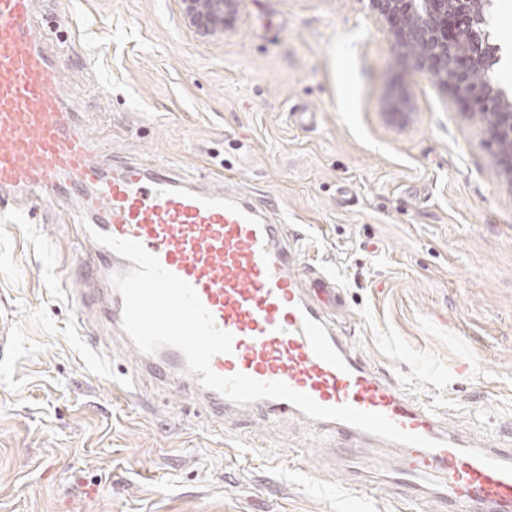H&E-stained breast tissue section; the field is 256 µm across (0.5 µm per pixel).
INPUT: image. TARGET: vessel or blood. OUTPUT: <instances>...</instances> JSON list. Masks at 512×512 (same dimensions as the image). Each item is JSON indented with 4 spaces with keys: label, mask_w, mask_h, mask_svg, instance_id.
Wrapping results in <instances>:
<instances>
[{
    "label": "vessel or blood",
    "mask_w": 512,
    "mask_h": 512,
    "mask_svg": "<svg viewBox=\"0 0 512 512\" xmlns=\"http://www.w3.org/2000/svg\"><path fill=\"white\" fill-rule=\"evenodd\" d=\"M33 4L0 0V202L23 197L33 215L70 198L77 212L64 221L77 238L91 241L96 230L140 242L194 288L217 328L232 335L231 352L211 361L218 375L281 381L321 406L377 412L401 430L437 442L433 449L399 446L400 463L393 467L354 453L364 445L385 447V440L347 423L313 421L319 434L341 440L351 468L383 473L398 488L428 490L448 512H512V448L474 447L449 430L429 403L368 363L336 324V280L300 268L286 225L270 223L253 201L196 189L166 165L100 155L79 101L55 92L58 72ZM132 266L100 243L75 264L82 307L127 347L132 341L123 330V298L115 290L102 297L99 282L104 272ZM137 374L182 388L210 415L227 421L237 416L238 405L203 387L176 348L140 354ZM247 409L269 421L300 414L284 399L260 400Z\"/></svg>",
    "instance_id": "obj_1"
}]
</instances>
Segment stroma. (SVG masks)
I'll return each instance as SVG.
<instances>
[{
	"instance_id": "obj_1",
	"label": "stroma",
	"mask_w": 512,
	"mask_h": 512,
	"mask_svg": "<svg viewBox=\"0 0 512 512\" xmlns=\"http://www.w3.org/2000/svg\"><path fill=\"white\" fill-rule=\"evenodd\" d=\"M58 92L113 159L284 217L302 264L339 282L336 320L375 367L480 446L512 448V185L452 95L394 65L365 0H239L203 37L178 0H35ZM489 30L512 91V0ZM408 96L405 117L389 105ZM78 246L57 215L0 208V512H397L350 492L336 449L298 421L223 424L175 390L114 385L61 289Z\"/></svg>"
}]
</instances>
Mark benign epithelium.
I'll return each instance as SVG.
<instances>
[{
  "label": "benign epithelium",
  "instance_id": "7a95c632",
  "mask_svg": "<svg viewBox=\"0 0 512 512\" xmlns=\"http://www.w3.org/2000/svg\"><path fill=\"white\" fill-rule=\"evenodd\" d=\"M186 23L202 36L234 29L238 0H179ZM389 24L398 63L426 75L470 106L495 145V163L512 185V97L494 80L500 47L488 29L494 0H366Z\"/></svg>",
  "mask_w": 512,
  "mask_h": 512
}]
</instances>
